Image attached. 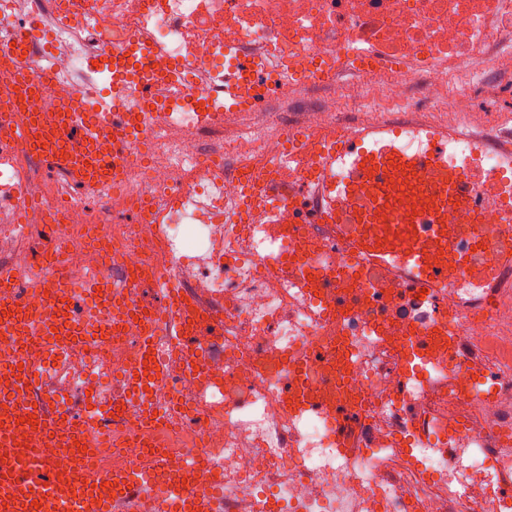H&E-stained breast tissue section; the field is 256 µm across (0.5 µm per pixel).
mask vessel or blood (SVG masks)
I'll return each mask as SVG.
<instances>
[{
	"label": "vessel or blood",
	"instance_id": "b4317fda",
	"mask_svg": "<svg viewBox=\"0 0 512 512\" xmlns=\"http://www.w3.org/2000/svg\"><path fill=\"white\" fill-rule=\"evenodd\" d=\"M28 42L0 47V65L13 75L18 97L27 99L45 93L51 86L48 70L31 74L25 65ZM153 84L143 81L121 85L112 92V107L98 112L84 95L60 98L51 115L30 114L22 127L25 142L39 148L54 168L65 170L78 182H117L130 166L128 137L135 128L160 120L151 109ZM228 95L238 108L258 106L257 90L241 92L239 79L226 82ZM458 128L429 119L391 125L377 118L360 122L351 131L339 130L328 137L297 141L288 152V167L302 181L315 182L320 199L315 218L339 227L346 260L330 270L322 257H310L288 247L279 257L281 267L309 292H316L322 278L335 276L357 282L367 265H400L412 274L411 287H485L501 267L512 265V233L502 232L496 244H489L482 232H474L472 243L491 251L490 262L472 269L470 256L454 246L456 226L453 214L478 217L486 213L512 216V143L500 147L501 166L493 172L479 164L487 142L470 136V149L458 157L451 141ZM112 142V152L103 155L95 147L100 140ZM280 172L270 183L247 187L249 208H262L266 223L282 221L286 199L275 189ZM47 292L21 306L13 315L3 312L19 278L15 272H0V338L19 336L45 338L80 336L84 320L73 314V293L64 276L61 254L51 255L42 266ZM98 309L109 317L92 334L93 343L120 335L129 328L142 336L145 354H152L157 328L183 344H189V372L201 370V352L194 336L200 335L202 321L187 297L170 291L164 304L142 305L131 301L126 290L114 288L110 278L94 276L86 286ZM55 307L56 318L42 314L44 306ZM17 353L0 351V369L19 372V388L32 386L37 375L19 369ZM17 417L35 419L50 436V453L42 455V467L27 482L15 479L11 466L24 454L8 428H0V512H112L114 498H123L127 512H137L139 499L152 486L150 473L132 463L121 473L105 474L82 464L61 474L53 465L55 455L84 441L81 426L65 424L48 414L44 406L25 404ZM224 497L213 486L189 488L181 479L168 480L158 512H223Z\"/></svg>",
	"mask_w": 512,
	"mask_h": 512
}]
</instances>
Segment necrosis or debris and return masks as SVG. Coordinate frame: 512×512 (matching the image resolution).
<instances>
[{
  "label": "necrosis or debris",
  "mask_w": 512,
  "mask_h": 512,
  "mask_svg": "<svg viewBox=\"0 0 512 512\" xmlns=\"http://www.w3.org/2000/svg\"><path fill=\"white\" fill-rule=\"evenodd\" d=\"M25 33L33 67H50L54 82L0 114V269L25 272L14 301L38 295L31 260L55 241L72 286L100 274L127 283L145 257L199 315L224 317L223 332L202 341L195 376L185 352L155 336L167 381L153 403L177 401L183 413L110 431L85 464L126 470L131 442L144 465L161 454L139 512H155L156 491L192 453L203 480H221L224 512H512V266L480 293L430 287L422 297L405 269H371V299L329 318L277 258L294 245L343 264L335 225L237 221L245 180L264 181L287 151L282 130L349 127L342 93L407 121L449 100L468 116L477 79L490 94L512 87V0H0V42ZM116 53L128 75L157 78L155 109L168 120L132 136L127 184L88 188L48 167L17 130ZM364 56L373 64L361 70ZM244 57L262 73L264 112L225 103L223 77ZM204 112L224 119L204 123ZM148 204L156 223H138ZM451 312L462 320L463 366L435 336L409 357L411 331ZM21 357L42 374L62 365L69 384L20 394L0 383V421L28 400L53 414L73 403L106 410L133 395L127 374L142 347L128 332L98 347L32 341ZM291 358L303 360L310 388L335 374L341 430L319 408H294ZM478 378L495 384L492 402L478 397Z\"/></svg>",
  "instance_id": "4bbe7bcc"
}]
</instances>
